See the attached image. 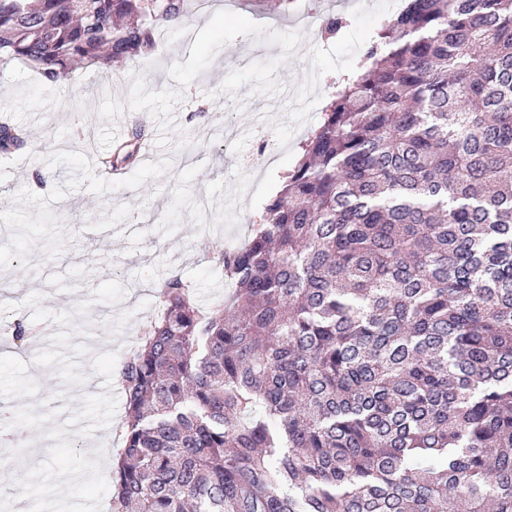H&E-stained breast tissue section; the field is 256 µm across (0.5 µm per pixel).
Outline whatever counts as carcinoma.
Listing matches in <instances>:
<instances>
[{
  "label": "carcinoma",
  "mask_w": 512,
  "mask_h": 512,
  "mask_svg": "<svg viewBox=\"0 0 512 512\" xmlns=\"http://www.w3.org/2000/svg\"><path fill=\"white\" fill-rule=\"evenodd\" d=\"M189 0H0L58 84ZM26 132L0 123V152ZM122 360L112 512H512V0H405L240 246Z\"/></svg>",
  "instance_id": "cac0c4a2"
}]
</instances>
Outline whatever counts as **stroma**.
<instances>
[{
  "mask_svg": "<svg viewBox=\"0 0 512 512\" xmlns=\"http://www.w3.org/2000/svg\"><path fill=\"white\" fill-rule=\"evenodd\" d=\"M200 0L160 28L149 58L76 69L47 88L18 63L0 67V112L28 132L0 153V333L24 321L25 351L0 345V406L30 434L0 472L10 512H110L126 396L115 370L154 319L153 287L180 276L201 307L228 293L205 242L242 243L397 0ZM348 24L331 39L325 22ZM150 140L120 184L95 169L133 124ZM270 151L256 161L260 139ZM46 179L34 187L31 173ZM176 207L177 220L155 211Z\"/></svg>",
  "mask_w": 512,
  "mask_h": 512,
  "instance_id": "obj_1",
  "label": "stroma"
}]
</instances>
